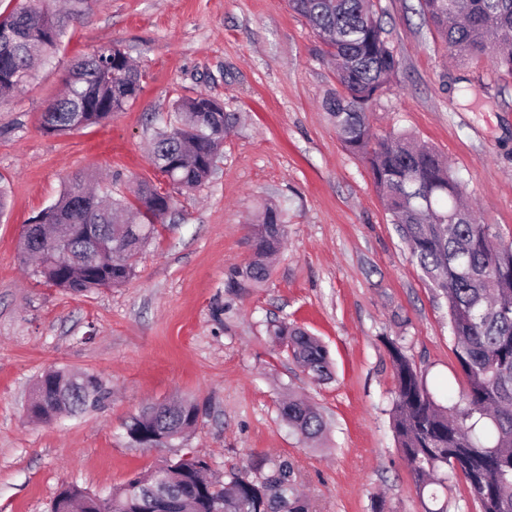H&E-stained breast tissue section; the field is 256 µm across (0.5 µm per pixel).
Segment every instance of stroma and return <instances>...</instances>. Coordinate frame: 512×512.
<instances>
[{"label": "stroma", "instance_id": "stroma-1", "mask_svg": "<svg viewBox=\"0 0 512 512\" xmlns=\"http://www.w3.org/2000/svg\"><path fill=\"white\" fill-rule=\"evenodd\" d=\"M402 61L367 109L376 134L433 146L463 182L482 223L512 241V75L491 56L456 63L417 12L418 0H375ZM114 43L146 72L141 93L99 125L51 136L41 114L75 56ZM322 44L287 0H88L56 56L0 102V512H51L66 487L105 495L177 448L130 443L131 416L163 402L197 405L188 446L217 476L256 477L288 463L310 512H478L462 474L437 497L419 492L392 427L398 345L437 402L466 387L448 307L413 260L367 163L323 108L338 84ZM206 95L237 113L220 170L177 196L156 240L119 288L46 286L22 265L24 226L69 180L125 194L158 182L155 132L180 97ZM268 201L288 240L268 281L235 294L247 224ZM321 339L332 376L317 381L274 342L272 323ZM51 369L96 377L97 409L37 422L27 407ZM323 414L307 442L279 415L288 395Z\"/></svg>", "mask_w": 512, "mask_h": 512}]
</instances>
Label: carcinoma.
Masks as SVG:
<instances>
[{"instance_id": "1", "label": "carcinoma", "mask_w": 512, "mask_h": 512, "mask_svg": "<svg viewBox=\"0 0 512 512\" xmlns=\"http://www.w3.org/2000/svg\"><path fill=\"white\" fill-rule=\"evenodd\" d=\"M289 6L336 60L339 89L325 99L324 109L339 139L369 164L392 223L448 306L454 354L467 380L464 407L438 404L400 347L390 346L397 376L392 425L416 484L435 499L434 487L444 486L448 472L459 471L479 512H512V242L493 234L463 203L459 178L435 149L406 133H371L369 103L401 65L372 0H289ZM419 6L449 57L461 62L491 49L497 66L512 75V0H419ZM82 7V0H72L65 11L51 7L50 0H19L10 14L0 15V98L9 94L8 86L27 81L35 60L56 53ZM65 86L42 113L46 134L65 135L78 122L86 127L112 118L130 102L128 90L142 89V80L125 51L103 44L75 60ZM172 112L174 120L156 132L151 152L154 166L168 177L165 194L141 181L133 198L104 201L76 178L51 209L37 215L54 225L58 243L37 249L23 243L21 254L38 260L46 284L70 293L123 285L135 275L136 257L154 238L175 195L214 175L209 160L221 154L233 114L207 109L201 95L178 98ZM247 229L252 258L225 283L241 292L269 279L273 257L288 235L277 205L265 206ZM271 335L307 374L330 378L329 352L316 337L286 323L274 326ZM107 395L94 376L75 382L69 372L50 370L36 384L30 415L49 422L96 408ZM280 413L305 441L325 430L320 411L304 399L288 398ZM197 421L195 404H165L131 417L126 430L136 433L138 445L161 447L158 437L165 435L184 446ZM206 468L196 455L175 458L164 470L136 474L106 499L68 488L52 512H136L139 485L155 490L161 505L175 493H195L197 512H309L286 463L255 479L233 473L198 494Z\"/></svg>"}]
</instances>
